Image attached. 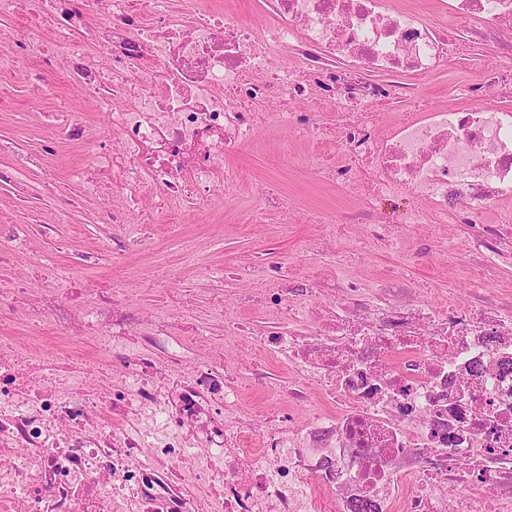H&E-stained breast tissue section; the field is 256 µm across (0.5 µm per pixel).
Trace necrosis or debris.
Masks as SVG:
<instances>
[{
	"instance_id": "necrosis-or-debris-1",
	"label": "necrosis or debris",
	"mask_w": 512,
	"mask_h": 512,
	"mask_svg": "<svg viewBox=\"0 0 512 512\" xmlns=\"http://www.w3.org/2000/svg\"><path fill=\"white\" fill-rule=\"evenodd\" d=\"M434 2L444 23L399 0H262L259 28L223 0H0L13 21L0 54L36 53L105 115L96 129L62 105L53 124L84 147V192L125 198L112 223L208 210L236 187L225 160L273 120L335 139L323 177L378 235L477 224L472 251L512 263V68L463 87L478 108L426 107L411 82L475 44L511 57L512 0ZM315 100L333 126L303 110ZM401 195L414 205L394 221L384 204ZM346 286L353 306L329 320L295 308L300 288L257 299L284 317L262 353L300 361L339 407L302 426L253 418L223 358L187 361L182 337L144 325L121 288L79 315L43 290L30 314L45 330L0 332V512H391L399 495L404 512H446L450 498L453 512H512V319L425 300L372 312L364 284ZM88 361L91 394L76 373ZM476 363L470 398L459 371ZM310 478L324 499L304 492Z\"/></svg>"
}]
</instances>
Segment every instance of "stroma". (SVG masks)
<instances>
[{
	"instance_id": "1",
	"label": "stroma",
	"mask_w": 512,
	"mask_h": 512,
	"mask_svg": "<svg viewBox=\"0 0 512 512\" xmlns=\"http://www.w3.org/2000/svg\"><path fill=\"white\" fill-rule=\"evenodd\" d=\"M495 59L493 51L480 48L472 59L420 78L422 98L432 107L464 105L460 87L478 81L484 65ZM37 72L42 73L51 97L69 100L93 125L105 123L104 115L80 90L64 84L59 75L42 72L35 57L15 61L0 78V140L15 142L16 150L0 153V166L13 164L20 153L41 155L42 166L27 174L30 199L0 187V234L10 235L18 225L29 227L32 250L54 253L56 265L67 269L62 287L74 310H82L93 297L108 295L112 278H119L126 288L125 301L146 321H154L161 310L170 311L174 335H183L186 326L209 321L207 336L197 343L196 357L223 354L225 366L245 379L258 360H265L269 384L280 389L299 376V369L277 356L260 357L257 351L261 333L279 315L238 297L243 288L260 294L279 287L276 279L245 277V270L260 263L285 269L289 279L319 293L326 307L342 303L345 279L356 278L368 285L375 309L424 297L459 309L494 307L512 314V266L472 255L470 242L477 225L399 226L392 240L386 241L374 236L367 225L342 220L309 224L300 215L286 224L274 209L265 210L259 223L248 222L270 178L279 182L295 206L329 207L336 202L312 182L315 165H335V143L300 144L277 125L231 160L239 178L230 197L209 212L186 211L175 219L144 225L148 247L130 241L124 267L114 270L111 246L125 238L126 230L107 222L102 201L84 195L71 179L72 169L82 162L81 153L68 145L55 146L56 131L41 117V104H28L24 90ZM48 172L55 178V189L49 194L43 190ZM190 248L207 264L226 268L228 277L206 275L187 263L183 253ZM238 319L251 322L252 334L225 340L226 322Z\"/></svg>"
}]
</instances>
